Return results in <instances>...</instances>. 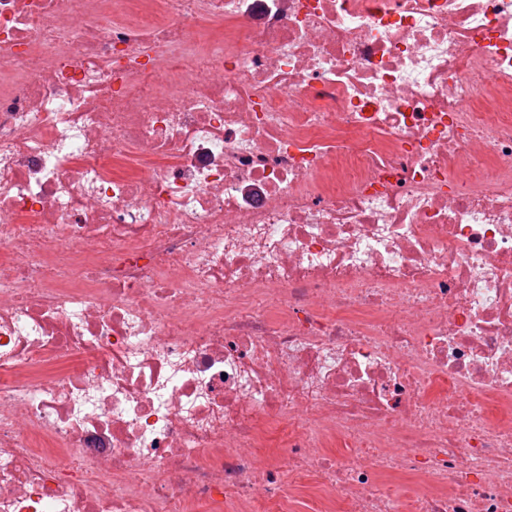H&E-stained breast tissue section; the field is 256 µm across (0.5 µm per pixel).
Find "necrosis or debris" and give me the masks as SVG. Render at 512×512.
<instances>
[{"label":"necrosis or debris","mask_w":512,"mask_h":512,"mask_svg":"<svg viewBox=\"0 0 512 512\" xmlns=\"http://www.w3.org/2000/svg\"><path fill=\"white\" fill-rule=\"evenodd\" d=\"M0 512H512V0H0Z\"/></svg>","instance_id":"4bbe7bcc"}]
</instances>
